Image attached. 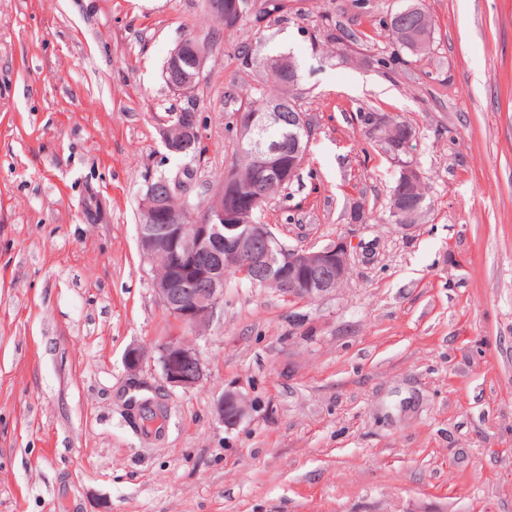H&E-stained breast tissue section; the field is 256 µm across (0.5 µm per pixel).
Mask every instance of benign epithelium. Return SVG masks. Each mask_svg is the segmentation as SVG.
I'll use <instances>...</instances> for the list:
<instances>
[{
  "label": "benign epithelium",
  "mask_w": 512,
  "mask_h": 512,
  "mask_svg": "<svg viewBox=\"0 0 512 512\" xmlns=\"http://www.w3.org/2000/svg\"><path fill=\"white\" fill-rule=\"evenodd\" d=\"M193 59L192 82H200L205 55L197 45L184 39L171 50L169 63L183 68V61ZM284 107L274 102L268 111L240 112L235 117L237 138H256L268 121H280ZM288 122L308 128L304 113L287 114ZM388 116L372 112L364 123L376 142L392 144L391 160L399 170V189L392 196L391 212L406 226L421 215L419 204L409 197L408 189L420 180L421 172L412 162H405L399 152H409L411 137L398 134L387 125ZM159 135L165 149L172 153L201 138L196 113L178 112L175 123H163ZM297 151L283 153L278 146L266 144L252 159L265 168L266 184L279 188L290 183L305 162ZM233 200L224 204V188L208 187L200 195L199 211L192 206L177 209L164 196L151 192L141 201L142 224L137 231L138 247L144 261L153 269L152 287L161 307L170 312L178 330L162 338L154 348L163 379L173 389L188 391L199 385L206 368L186 330L200 331L215 317L224 301V271L251 269L265 288H273L290 298L319 299L336 291L347 279L352 240L343 236L321 248H290L281 242L268 224L251 222V212L259 202L257 193L231 192ZM200 218H195L197 213ZM148 351L130 347L124 355L129 373L138 372ZM221 423L233 427L247 413V403L237 391L226 390L215 405Z\"/></svg>",
  "instance_id": "1"
}]
</instances>
